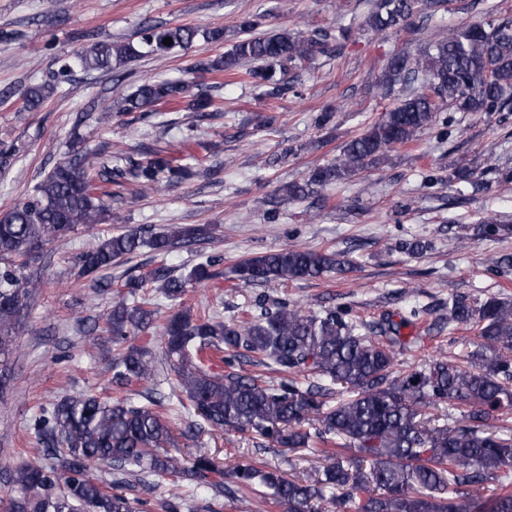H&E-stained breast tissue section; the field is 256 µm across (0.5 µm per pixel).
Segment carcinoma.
Instances as JSON below:
<instances>
[{
	"mask_svg": "<svg viewBox=\"0 0 512 512\" xmlns=\"http://www.w3.org/2000/svg\"><path fill=\"white\" fill-rule=\"evenodd\" d=\"M447 10L448 0H370L360 21L310 32L283 27L271 34L257 32L259 23L245 18L229 48L195 61L187 73L219 77L243 71L268 98L296 95L285 74L315 53L338 55L356 32L385 38ZM199 35L225 41L221 27L202 31L146 22L135 44L96 42L45 82L28 87L25 106L41 107L76 67L109 73L120 82L131 60L175 56ZM166 38L172 44L164 45ZM375 87L394 106L347 142L334 161L315 167L300 182L279 185L274 204L305 200L376 166L417 133L448 124L444 112H512V19H496L490 10L485 18L464 21L415 47H397L385 56ZM168 104L208 112L216 102L210 87L194 79H145L122 98L118 111L149 113ZM195 176L189 164L149 146L138 159L73 150L0 217L1 393L9 385L17 329L45 285L29 272L40 250L80 224L102 223L112 202L124 201L128 184L163 188ZM208 232L206 226L156 231L141 225L95 237L74 263L92 287L103 288L99 274L139 249L163 257ZM346 264L337 252L288 246L241 261L236 273L246 285L277 288L341 272ZM217 265L207 259L181 276L161 267L153 280L166 298L177 300L192 284L220 279L224 272ZM125 287L106 313L107 338L91 328L86 334L112 371L113 387L150 383L167 363L177 377L182 408L213 428L250 429L283 448H307L322 461V477L309 484L251 465L226 471L204 451L187 466L174 452L177 436L160 411L163 401L152 393L136 400L77 393L54 401L35 419L41 460L11 475L15 495L7 512H154L151 498H130L126 491L166 481L178 491L161 502L163 512H184L188 496H232L249 509L246 492L256 483L266 488L261 497L285 512H512V439L489 424L512 412L511 298L453 297L439 321L476 328L483 344L399 370L394 346L404 342L407 318L383 319L384 343L361 333L371 326L346 320L349 311L341 307L310 313L269 295L255 299L251 314L241 320H226L214 307L198 314L186 308L174 312L161 325L159 359L133 343L155 324L159 310L153 297L139 282ZM253 354L282 378L274 382L249 372L245 364ZM217 362L224 373L213 372ZM299 376L304 381H297ZM337 385L348 396L331 401ZM448 402L464 406L460 417L447 425L431 423L427 410ZM329 445L353 449L355 455L330 452ZM96 466L111 471L110 490L94 479Z\"/></svg>",
	"mask_w": 512,
	"mask_h": 512,
	"instance_id": "1",
	"label": "carcinoma"
}]
</instances>
